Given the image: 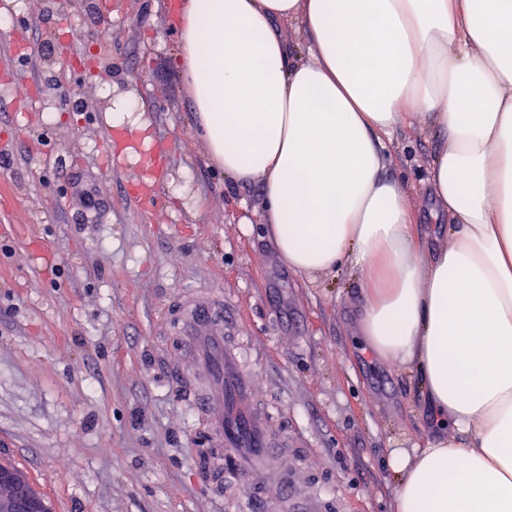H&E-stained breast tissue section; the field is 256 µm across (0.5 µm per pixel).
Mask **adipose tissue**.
I'll list each match as a JSON object with an SVG mask.
<instances>
[{
  "label": "adipose tissue",
  "mask_w": 512,
  "mask_h": 512,
  "mask_svg": "<svg viewBox=\"0 0 512 512\" xmlns=\"http://www.w3.org/2000/svg\"><path fill=\"white\" fill-rule=\"evenodd\" d=\"M177 23L212 160L261 182L290 270L356 274L363 343L421 380L433 428L388 458L392 512H512V0H181ZM420 121L438 249L381 152Z\"/></svg>",
  "instance_id": "obj_1"
}]
</instances>
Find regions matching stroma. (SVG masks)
I'll use <instances>...</instances> for the list:
<instances>
[{"label":"stroma","mask_w":512,"mask_h":512,"mask_svg":"<svg viewBox=\"0 0 512 512\" xmlns=\"http://www.w3.org/2000/svg\"><path fill=\"white\" fill-rule=\"evenodd\" d=\"M97 2L0 0L14 40L0 46V460L51 512H238L211 498L194 368L167 332L178 302L208 290L247 316L241 357L288 433L296 493L316 487L326 512H391L388 455L431 429L415 375L351 346L356 279L291 272L260 230V183L210 158L162 0H112L108 18ZM117 98L169 146L144 206L129 195L150 174L143 154L109 162ZM439 145L427 125L397 131L388 170L443 247L424 188Z\"/></svg>","instance_id":"35a3bbf8"}]
</instances>
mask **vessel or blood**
Instances as JSON below:
<instances>
[{
  "mask_svg": "<svg viewBox=\"0 0 512 512\" xmlns=\"http://www.w3.org/2000/svg\"><path fill=\"white\" fill-rule=\"evenodd\" d=\"M177 327L195 371L206 381L196 403L209 431L207 463L213 484L230 497L264 484L272 492L252 498L255 512L283 506L288 484L273 475L280 446L265 415L252 404V372L240 365L226 341L227 335L240 333L241 325L223 294L189 296L178 313Z\"/></svg>",
  "mask_w": 512,
  "mask_h": 512,
  "instance_id": "obj_1",
  "label": "vessel or blood"
}]
</instances>
